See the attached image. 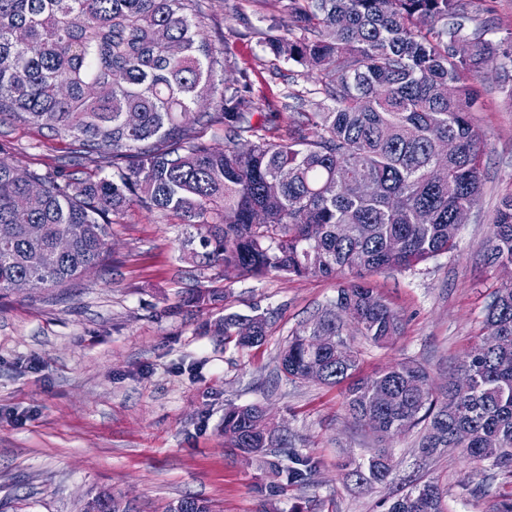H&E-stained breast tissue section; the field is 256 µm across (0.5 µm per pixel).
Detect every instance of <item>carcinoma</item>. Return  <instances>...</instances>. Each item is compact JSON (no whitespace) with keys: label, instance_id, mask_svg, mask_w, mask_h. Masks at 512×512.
Here are the masks:
<instances>
[{"label":"carcinoma","instance_id":"obj_1","mask_svg":"<svg viewBox=\"0 0 512 512\" xmlns=\"http://www.w3.org/2000/svg\"><path fill=\"white\" fill-rule=\"evenodd\" d=\"M265 49L317 76L313 112H293L284 135L252 122L262 103L249 76L216 87L224 46L203 31L207 0H0V118L39 125L76 152L112 166L81 180L28 170L23 180L0 159V292L17 279L41 288L77 280L108 252L112 216L137 206L182 221V259L224 279L347 277L336 300L291 334L280 372L347 384L352 418L382 439L419 430L418 452L455 450L478 465L512 473V283L486 306L484 336L458 371L473 379L442 396L427 370L400 360L356 376L359 352L342 335L343 318L377 346L401 334L402 320L366 275L406 271L456 247L454 214L482 190L484 136L470 122L481 69L500 55L512 83V27L477 23L492 0H277ZM465 39L469 51L452 45ZM452 88V93L445 89ZM213 111L197 112L200 101ZM224 126L214 149L198 125ZM451 140L455 151L437 153ZM72 240L54 253L56 239ZM492 265H512V189L487 240ZM224 300L220 288H195L185 306ZM218 330L241 348L259 345L260 314L224 316ZM332 336L323 347L315 336ZM387 394L379 407L374 396ZM224 441L247 457L271 456L275 474L306 483L314 467L258 404L224 409ZM289 464L281 465L280 456ZM391 454L380 448L350 475L383 482ZM448 491L411 484L390 496L387 512H448ZM86 512H125L110 494ZM167 512H211L185 497Z\"/></svg>","mask_w":512,"mask_h":512}]
</instances>
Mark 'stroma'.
Instances as JSON below:
<instances>
[{"label": "stroma", "mask_w": 512, "mask_h": 512, "mask_svg": "<svg viewBox=\"0 0 512 512\" xmlns=\"http://www.w3.org/2000/svg\"><path fill=\"white\" fill-rule=\"evenodd\" d=\"M274 0H209L202 24L223 36L230 65L216 83L250 76L277 129L287 95L314 88V75L277 60L263 45ZM483 108L471 119L485 136L483 188L461 225L455 250L409 271L369 282L400 315L387 346L367 343L353 325L359 375L394 361L422 364L435 390L480 344L484 309L512 272L488 265L493 215L512 188V106L494 66L478 78ZM0 158L18 170H63L79 179L99 168L69 142L32 125L0 122ZM178 218L131 207L113 216L106 261L57 288L0 295V512H83L108 492L126 512H165L191 496L213 512H386L401 484L433 480L448 490L450 512H494L512 481L446 452L421 459L415 433L390 442L394 470L384 483L356 484L348 462H365L376 437L344 409V386L291 382L278 356L292 332L336 297L337 282L275 274L231 281L182 260ZM222 288L216 307L180 308L193 288ZM266 314L261 345L239 348L217 333L227 314ZM264 405L293 448L315 467L308 484L277 490L263 458L224 442L228 405ZM484 486L481 495L465 483Z\"/></svg>", "instance_id": "stroma-1"}]
</instances>
